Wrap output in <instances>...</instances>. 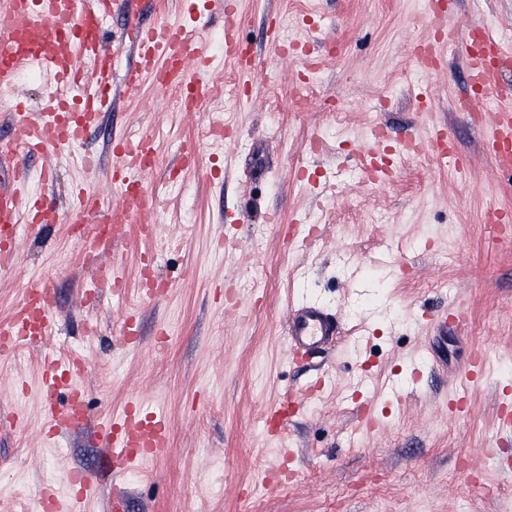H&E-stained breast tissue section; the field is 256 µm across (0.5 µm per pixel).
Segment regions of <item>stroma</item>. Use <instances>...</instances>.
Instances as JSON below:
<instances>
[{
  "label": "stroma",
  "mask_w": 512,
  "mask_h": 512,
  "mask_svg": "<svg viewBox=\"0 0 512 512\" xmlns=\"http://www.w3.org/2000/svg\"><path fill=\"white\" fill-rule=\"evenodd\" d=\"M238 7V37L256 62L249 76L225 55L211 0H133L144 24L187 21L191 45L206 48L209 92L196 111L150 81L122 91L133 53L115 41L125 19L117 11L104 27L118 93L81 145L98 168L82 170L71 150L0 152V185L24 163L32 191L63 216L21 226L18 261L0 271V320L25 291L45 288L56 301L54 334L0 357V414L24 421L0 428V500L25 512L45 486L68 495V472L95 479L108 468L90 428L44 437L39 372L49 352L85 363L92 419L119 416L131 400L168 416L169 446L120 476L127 512H512V434L499 429L512 406V242L484 222L488 203L512 209V175L496 171L482 130L458 106L468 96L461 52L447 54L422 106L426 77L414 48L432 37L424 0ZM451 10L512 31V0H452ZM284 16L295 43L318 31V79L301 99L295 65L277 62L268 40ZM53 89L38 69L0 89V143L11 139L13 103L40 112ZM377 124L391 134L379 155L394 172L380 184L362 179L357 152ZM435 128L451 137L453 159L400 149ZM315 135L322 147L312 151ZM130 136L153 145L142 186L159 200L145 216L158 235L146 242L133 232L117 246L125 291L92 303L81 257L120 201L107 183L111 142ZM192 149L198 165H182ZM45 167L57 173L53 184L40 181ZM90 182L98 204L76 237L65 219L80 207L77 185ZM144 256L169 286L162 299L140 296ZM309 300L338 311L340 333L334 352L296 364L286 311ZM455 308L468 312L466 329L429 324ZM129 309L139 319L135 347L123 336ZM481 348L499 365L466 381ZM453 397L461 411H449ZM274 406L288 423L273 437L262 415ZM284 448L298 455L288 483L262 491Z\"/></svg>",
  "instance_id": "obj_1"
}]
</instances>
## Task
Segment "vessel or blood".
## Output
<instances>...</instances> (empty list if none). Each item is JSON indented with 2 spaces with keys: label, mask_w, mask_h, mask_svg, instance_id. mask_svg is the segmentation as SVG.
<instances>
[{
  "label": "vessel or blood",
  "mask_w": 512,
  "mask_h": 512,
  "mask_svg": "<svg viewBox=\"0 0 512 512\" xmlns=\"http://www.w3.org/2000/svg\"><path fill=\"white\" fill-rule=\"evenodd\" d=\"M119 0H7L0 10V86L11 84L18 72L35 65L49 72L63 91L48 97L42 112L30 117L24 103H16L15 140L25 143L29 151L66 150L81 143L88 129L99 125L112 104V58L104 54L105 35L97 21L111 13ZM224 14V50L238 70L252 72L251 58L237 55L236 29L240 23L238 0H220ZM435 33L442 42L459 44L467 55L470 98L480 101L500 91L502 70L491 67L472 52L473 34H481L487 44L495 39L489 27L480 23L460 25L458 18L444 16L436 22ZM130 44L137 60L124 76L126 91H137L146 80L185 89L192 85V72L208 69L205 48L189 49L183 27L160 22L143 24L136 14L126 16L119 36ZM93 63L95 78L85 82L78 59ZM484 148L496 168L512 171V106L499 107L485 114ZM153 150L146 139L126 140L112 148L114 162L109 181L118 190L122 204L113 209L106 224L100 225L97 238L110 247L127 235L131 216L147 210L148 194L131 191L135 175L143 173V163ZM54 207L27 186L24 167H17L8 186L0 188V270L12 267L17 259L16 238L21 224L42 223L54 214ZM114 265L98 261L88 283L90 293L106 285L118 284ZM55 301L52 293L26 292L8 321L0 323V353L12 344L26 340L29 328L38 335H51L55 329ZM339 319L325 305L305 301L293 305L288 314V350L290 355L312 357L333 346ZM79 363H66L46 355L41 366L43 416L47 438L57 439L85 425L89 414L85 392L78 380ZM98 441L110 462L129 465L139 456L167 447L170 428L164 412H142L131 403L117 418H104L95 424ZM68 500L52 502L53 512H84L85 505L97 489L96 483L81 472L70 475Z\"/></svg>",
  "instance_id": "1"
}]
</instances>
